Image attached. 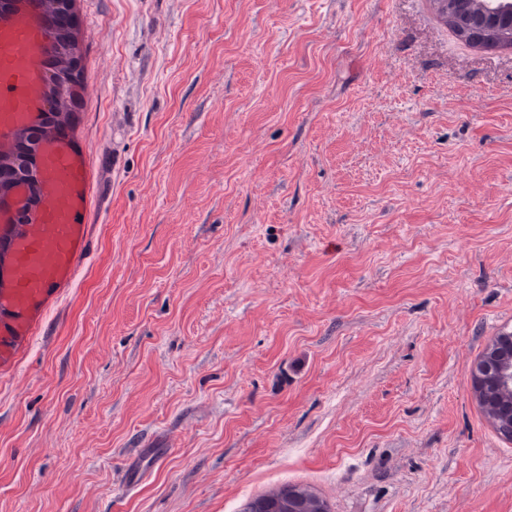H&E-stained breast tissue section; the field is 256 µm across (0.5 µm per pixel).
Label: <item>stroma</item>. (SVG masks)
<instances>
[{"label":"stroma","instance_id":"35a3bbf8","mask_svg":"<svg viewBox=\"0 0 512 512\" xmlns=\"http://www.w3.org/2000/svg\"><path fill=\"white\" fill-rule=\"evenodd\" d=\"M94 247L0 377V512H512V50L430 0H76ZM493 371L487 375L478 374L472 377L473 389L478 400L485 403L486 411L492 422L504 429L510 428L512 421V382L502 380L499 384H492L490 377ZM296 489L310 491L307 487L300 485L284 484L275 491L262 493L253 497L245 504L241 512H278L279 510L277 509H279L281 503L288 498V494Z\"/></svg>","mask_w":512,"mask_h":512}]
</instances>
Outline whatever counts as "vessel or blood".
Wrapping results in <instances>:
<instances>
[{"instance_id": "vessel-or-blood-1", "label": "vessel or blood", "mask_w": 512, "mask_h": 512, "mask_svg": "<svg viewBox=\"0 0 512 512\" xmlns=\"http://www.w3.org/2000/svg\"><path fill=\"white\" fill-rule=\"evenodd\" d=\"M49 47L44 27L18 17L0 28V139L43 109L38 94ZM74 134L40 144L41 203L31 223L0 227L9 241L11 272L0 289V373L14 371L49 323L76 278L89 246L82 196L91 162L73 147Z\"/></svg>"}]
</instances>
